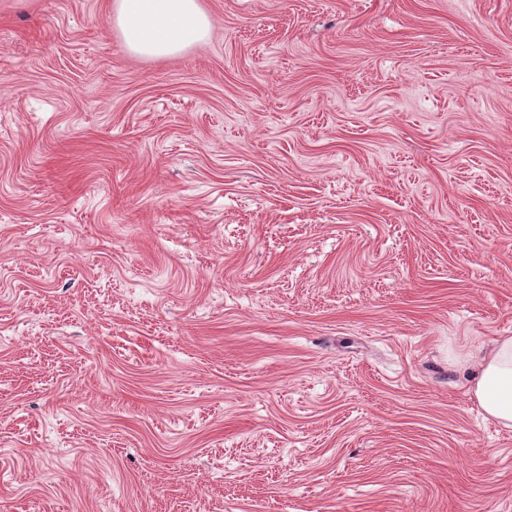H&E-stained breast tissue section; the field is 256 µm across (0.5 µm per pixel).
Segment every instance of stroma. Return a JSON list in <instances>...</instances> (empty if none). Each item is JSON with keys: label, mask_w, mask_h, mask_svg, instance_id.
Masks as SVG:
<instances>
[{"label": "stroma", "mask_w": 512, "mask_h": 512, "mask_svg": "<svg viewBox=\"0 0 512 512\" xmlns=\"http://www.w3.org/2000/svg\"><path fill=\"white\" fill-rule=\"evenodd\" d=\"M0 0V512H512V0ZM109 22L123 50L146 60L182 55L212 31L200 0H113ZM479 372L467 390L485 419L512 429V336H499L466 352Z\"/></svg>", "instance_id": "stroma-1"}]
</instances>
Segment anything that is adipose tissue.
Wrapping results in <instances>:
<instances>
[{
    "mask_svg": "<svg viewBox=\"0 0 512 512\" xmlns=\"http://www.w3.org/2000/svg\"><path fill=\"white\" fill-rule=\"evenodd\" d=\"M109 22L123 50L146 60L182 55L212 31L201 0H113ZM466 356L479 368L469 397L485 418L512 429V336L471 347Z\"/></svg>",
    "mask_w": 512,
    "mask_h": 512,
    "instance_id": "ef3b65f1",
    "label": "adipose tissue"
}]
</instances>
